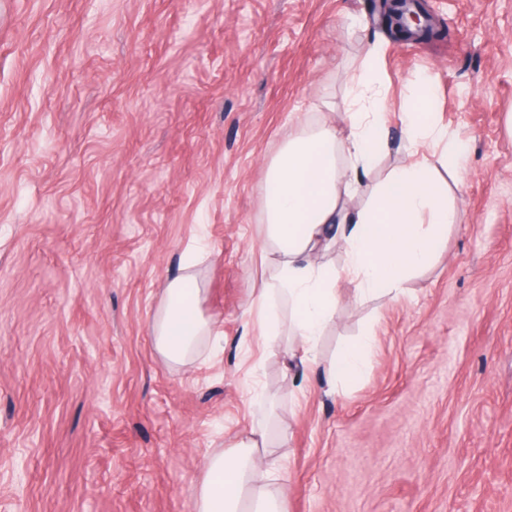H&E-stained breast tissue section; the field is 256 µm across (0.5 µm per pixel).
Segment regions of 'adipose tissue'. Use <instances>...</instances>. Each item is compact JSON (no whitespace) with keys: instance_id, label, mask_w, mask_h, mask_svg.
<instances>
[{"instance_id":"adipose-tissue-1","label":"adipose tissue","mask_w":512,"mask_h":512,"mask_svg":"<svg viewBox=\"0 0 512 512\" xmlns=\"http://www.w3.org/2000/svg\"><path fill=\"white\" fill-rule=\"evenodd\" d=\"M354 83L344 128L300 125L268 166L261 198V249L271 267L269 278L257 285L264 331L286 335L281 354L317 366L331 385L356 381L372 346L363 337L331 360L317 361L315 345L342 299L339 283L350 285L357 298L377 290L401 293L410 276L430 264L456 222L434 157L441 148L457 154L459 141L434 121L431 95L415 97L401 116L411 147L408 162L367 186L364 176L388 145V108L373 69ZM361 192L366 203L349 210L348 201ZM337 246L346 254L343 266L320 262V254ZM197 265L196 254H189L150 325L156 351L172 364L184 362L213 334L201 308ZM279 301L290 312L285 325L275 312ZM269 445L267 429L253 425L210 456L197 486V512H289L288 488L265 461Z\"/></svg>"}]
</instances>
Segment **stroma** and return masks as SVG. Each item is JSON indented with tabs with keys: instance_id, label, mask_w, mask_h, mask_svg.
Instances as JSON below:
<instances>
[{
	"instance_id": "obj_1",
	"label": "stroma",
	"mask_w": 512,
	"mask_h": 512,
	"mask_svg": "<svg viewBox=\"0 0 512 512\" xmlns=\"http://www.w3.org/2000/svg\"><path fill=\"white\" fill-rule=\"evenodd\" d=\"M368 2L0 0V512H195L261 389L290 512H512V0H421L430 42ZM370 51L376 176L416 74L467 170L430 268L322 337L374 341L328 394L263 334L260 198L300 123L343 124ZM193 246L218 341L171 366L150 323Z\"/></svg>"
}]
</instances>
